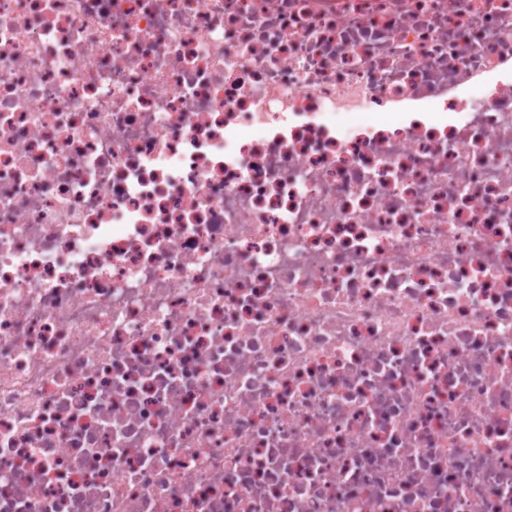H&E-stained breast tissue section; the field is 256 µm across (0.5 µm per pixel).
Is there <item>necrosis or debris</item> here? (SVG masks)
<instances>
[{
	"mask_svg": "<svg viewBox=\"0 0 512 512\" xmlns=\"http://www.w3.org/2000/svg\"><path fill=\"white\" fill-rule=\"evenodd\" d=\"M0 512H512V0H0Z\"/></svg>",
	"mask_w": 512,
	"mask_h": 512,
	"instance_id": "necrosis-or-debris-1",
	"label": "necrosis or debris"
}]
</instances>
